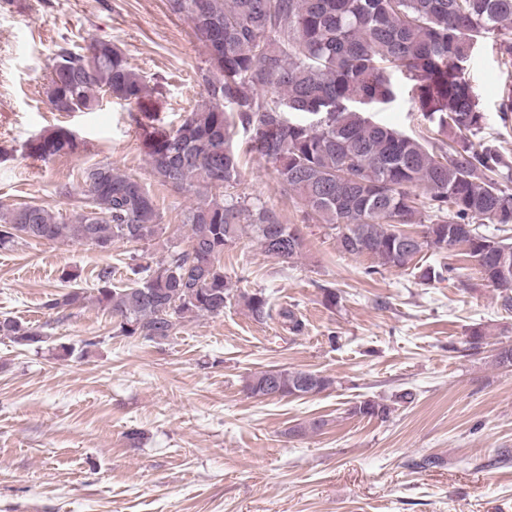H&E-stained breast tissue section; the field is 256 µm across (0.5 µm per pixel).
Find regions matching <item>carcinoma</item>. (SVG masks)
Listing matches in <instances>:
<instances>
[{
  "label": "carcinoma",
  "mask_w": 512,
  "mask_h": 512,
  "mask_svg": "<svg viewBox=\"0 0 512 512\" xmlns=\"http://www.w3.org/2000/svg\"><path fill=\"white\" fill-rule=\"evenodd\" d=\"M185 19L206 56L201 103L176 128L137 121L151 172L179 193L203 196L183 213L186 246L154 264L131 268L135 278L112 285V268L99 270L94 300L108 309L125 336L165 339L187 316H219L233 298L224 274V250L245 235L260 250L286 263L299 260L305 243L276 213L229 192L238 184V156L231 128L249 133V149L271 164L283 190L301 205L302 218L336 231L339 250L374 260L379 269L413 268L424 282L443 281L448 266H419L423 248L465 255L498 290L500 308L512 313V160L482 136L469 65L483 38L512 25V0H167ZM414 81L415 99L435 124L439 144L425 142L372 120L395 98L386 69ZM144 72L110 40L56 53L47 97L57 112H91L109 97L138 105L148 91ZM272 91L266 100L262 92ZM72 130L58 125L23 145L43 161L78 149ZM83 189L66 184L73 199L67 216L37 203L0 207V247L19 242L115 243L144 246L164 227L148 186L110 165L83 169ZM427 240L408 242L399 224H418L423 210ZM496 225L483 235L477 222ZM86 299L69 291L46 302L50 309ZM239 300L257 321L271 317L262 292ZM44 333L0 319V338L21 345L43 342ZM333 380L304 370L253 375L254 396L320 392ZM352 413L384 420L388 405L362 401Z\"/></svg>",
  "instance_id": "obj_1"
}]
</instances>
